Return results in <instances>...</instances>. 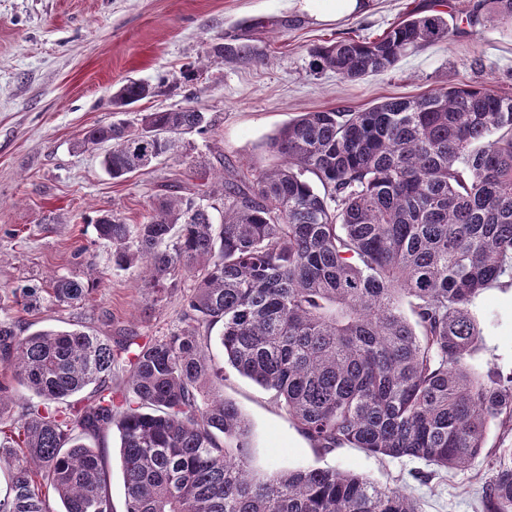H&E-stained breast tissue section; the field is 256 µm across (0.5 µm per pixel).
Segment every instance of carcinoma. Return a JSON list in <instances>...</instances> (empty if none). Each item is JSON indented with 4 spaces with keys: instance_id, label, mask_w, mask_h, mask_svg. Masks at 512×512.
I'll list each match as a JSON object with an SVG mask.
<instances>
[{
    "instance_id": "cac0c4a2",
    "label": "carcinoma",
    "mask_w": 512,
    "mask_h": 512,
    "mask_svg": "<svg viewBox=\"0 0 512 512\" xmlns=\"http://www.w3.org/2000/svg\"><path fill=\"white\" fill-rule=\"evenodd\" d=\"M466 20L512 26V0H479ZM451 34L442 12L414 10L376 39L315 47L312 67L364 78ZM213 51L254 48L237 38ZM149 95L131 82L112 104ZM212 127L190 101L93 127L77 147L106 146L103 167L123 180ZM269 148L277 163L252 178L221 158L220 186L179 182L139 224L115 213L95 221L112 265L140 266L152 302L181 276L193 282L177 330L117 352L108 336L24 335L0 320V362L36 397L9 415L0 383V463L12 471L0 512H55L52 496L62 512H112L103 452L85 444L111 429L125 512H421L405 489L334 468L257 471L251 426L224 398V368L208 352L218 324L227 363L271 391L321 452L363 448L461 470L497 424L482 512H512V377L480 381L467 366L481 335L472 304L512 288V94L450 87L305 112ZM51 291L73 306L89 288L57 276Z\"/></svg>"
}]
</instances>
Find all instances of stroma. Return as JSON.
<instances>
[{"label":"stroma","mask_w":512,"mask_h":512,"mask_svg":"<svg viewBox=\"0 0 512 512\" xmlns=\"http://www.w3.org/2000/svg\"><path fill=\"white\" fill-rule=\"evenodd\" d=\"M433 0H369L365 12L323 21L297 0H0V293L37 289L42 308L31 314L9 304L0 318L23 333L80 323L120 346L168 335L181 325L192 282L181 279L159 303L139 286L137 269L113 268L112 249L98 239L97 216L115 212L142 222L160 186L183 179L200 159L217 157L256 174L275 158L267 142L304 112L363 110L378 102L449 87L490 84L512 92V28L458 22L451 39L421 47L394 69L347 80L311 67V51L339 36L382 34L416 5ZM239 37L255 52L215 60V44ZM135 80L153 93L136 112L169 110L194 101L215 128L190 137L187 149L118 182L96 150L76 146L83 134L112 120V93ZM88 281L77 306L49 299L52 277ZM482 336L468 364L481 376H512V288H490L474 302ZM208 351L224 368V396L252 428L261 471L331 467L403 487L423 512H482L483 461L437 470L431 484L414 480L424 462L387 459L360 448L318 453L269 392L224 363L213 328Z\"/></svg>","instance_id":"35a3bbf8"}]
</instances>
